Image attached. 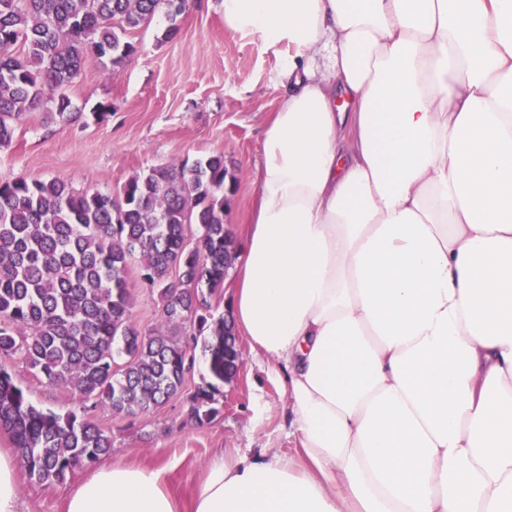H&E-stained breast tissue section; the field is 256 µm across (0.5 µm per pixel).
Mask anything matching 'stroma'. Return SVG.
Segmentation results:
<instances>
[{"label":"stroma","mask_w":512,"mask_h":512,"mask_svg":"<svg viewBox=\"0 0 512 512\" xmlns=\"http://www.w3.org/2000/svg\"><path fill=\"white\" fill-rule=\"evenodd\" d=\"M176 37H167L170 23ZM158 12L133 33L136 53L122 66L92 59L68 88L80 122L46 121L42 112L25 114L12 143L0 148V183L23 176L60 178L78 191L119 194L131 178L170 164H191L214 153L236 182L224 221L241 233L254 204L256 169L263 131L283 92L279 67L258 37L224 29L220 0H186L176 21ZM132 327H160L158 298L137 275H130ZM32 400L63 412L75 408L66 388L36 378L20 361L8 364ZM204 356L181 392L167 403L136 416L99 405L92 419L112 438L108 464L160 469L169 491L189 504L196 483L217 452L226 457L275 451L297 456L288 429L284 381L266 363L244 354L239 378L222 386L219 413L198 425L188 419L190 395L209 381ZM22 512H65L69 484L43 485L20 476Z\"/></svg>","instance_id":"1"}]
</instances>
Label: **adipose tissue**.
I'll use <instances>...</instances> for the list:
<instances>
[{
  "label": "adipose tissue",
  "instance_id": "obj_1",
  "mask_svg": "<svg viewBox=\"0 0 512 512\" xmlns=\"http://www.w3.org/2000/svg\"><path fill=\"white\" fill-rule=\"evenodd\" d=\"M287 84L229 317L306 465L213 458L192 512H512V0H221ZM65 512H179L102 465Z\"/></svg>",
  "mask_w": 512,
  "mask_h": 512
}]
</instances>
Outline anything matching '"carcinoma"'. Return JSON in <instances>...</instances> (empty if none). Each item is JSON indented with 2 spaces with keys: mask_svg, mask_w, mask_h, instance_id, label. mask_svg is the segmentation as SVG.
<instances>
[{
  "mask_svg": "<svg viewBox=\"0 0 512 512\" xmlns=\"http://www.w3.org/2000/svg\"><path fill=\"white\" fill-rule=\"evenodd\" d=\"M171 26L185 0H0V147L11 144L27 112L67 124L65 88L90 56L118 64L136 52L128 37L162 5ZM224 154L192 165L160 166L128 181L114 197L76 191L65 181L18 178L0 184V430L11 434L28 478L62 484L112 449L88 411L34 404L3 362L18 358L37 377L119 415L148 412L183 388L196 346L177 333L129 324L131 260L156 291L164 322L209 331L203 344L214 382L191 395L190 419L213 420L231 322L209 321L207 295L224 288L235 238L224 214L235 186ZM196 226V246L186 245ZM178 281L168 278L170 269Z\"/></svg>",
  "mask_w": 512,
  "mask_h": 512,
  "instance_id": "1",
  "label": "carcinoma"
}]
</instances>
